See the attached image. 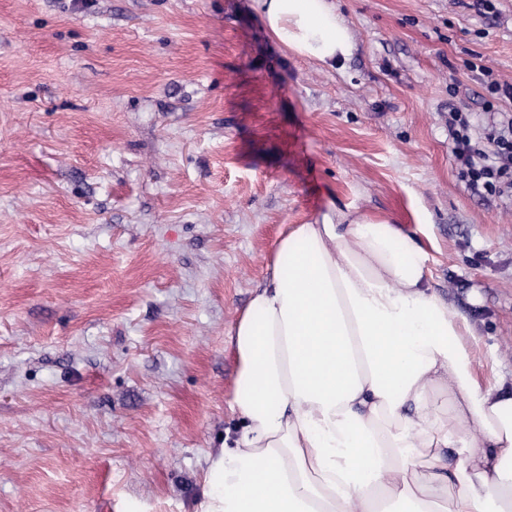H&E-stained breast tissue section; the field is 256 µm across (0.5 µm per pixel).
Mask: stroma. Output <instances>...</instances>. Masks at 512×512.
Segmentation results:
<instances>
[{
  "mask_svg": "<svg viewBox=\"0 0 512 512\" xmlns=\"http://www.w3.org/2000/svg\"><path fill=\"white\" fill-rule=\"evenodd\" d=\"M339 69L257 0H0V512H196L236 418L227 336L284 225L416 233L512 378V199L458 180L448 112L512 83V0H335Z\"/></svg>",
  "mask_w": 512,
  "mask_h": 512,
  "instance_id": "35a3bbf8",
  "label": "stroma"
}]
</instances>
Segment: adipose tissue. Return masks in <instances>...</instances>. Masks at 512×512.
Segmentation results:
<instances>
[{
	"instance_id": "adipose-tissue-1",
	"label": "adipose tissue",
	"mask_w": 512,
	"mask_h": 512,
	"mask_svg": "<svg viewBox=\"0 0 512 512\" xmlns=\"http://www.w3.org/2000/svg\"><path fill=\"white\" fill-rule=\"evenodd\" d=\"M258 6L295 55L333 69L356 48L334 0ZM428 260L368 213L281 230L229 331L238 424L206 456L197 512H512V387L474 377L473 329Z\"/></svg>"
}]
</instances>
